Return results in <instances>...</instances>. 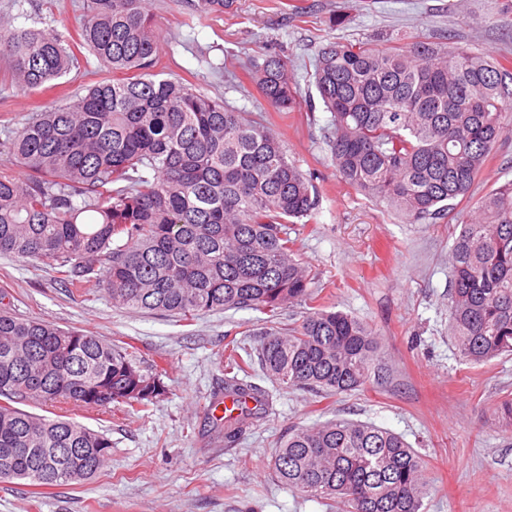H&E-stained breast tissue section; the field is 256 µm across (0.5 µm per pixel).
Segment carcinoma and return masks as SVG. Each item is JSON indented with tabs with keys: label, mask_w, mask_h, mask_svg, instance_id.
<instances>
[{
	"label": "carcinoma",
	"mask_w": 512,
	"mask_h": 512,
	"mask_svg": "<svg viewBox=\"0 0 512 512\" xmlns=\"http://www.w3.org/2000/svg\"><path fill=\"white\" fill-rule=\"evenodd\" d=\"M233 0H197L199 14ZM111 73L60 105L34 113L0 142L24 176L0 174V255L47 264L86 299L183 321L224 309L277 310L313 300L311 270L294 257L288 225L317 192L280 141L242 113L180 81L146 77L160 45L143 0H90L75 45L43 29L0 25V58L13 82L36 90L71 72L76 46ZM314 83L333 116L329 147L346 183L411 221L442 219L468 196L512 111V66L464 47L412 42L391 50L333 42L314 61ZM264 100L284 111L296 91L288 61L254 73ZM449 332L472 363L512 352V181L479 201L450 252ZM0 294V479L38 487L81 484L112 455L106 434L26 403L86 412L114 403L146 410L165 395L133 347L62 330L12 312ZM379 345L361 322L319 308L266 335L262 369L290 388L364 389ZM231 351L224 391L240 414L224 424L230 447L269 407L238 377ZM253 402V407L246 406ZM512 432V398L495 409ZM425 461L398 434L357 420L291 428L276 448L280 483L346 512H420Z\"/></svg>",
	"instance_id": "1"
}]
</instances>
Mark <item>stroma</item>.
Wrapping results in <instances>:
<instances>
[{"label":"stroma","instance_id":"35a3bbf8","mask_svg":"<svg viewBox=\"0 0 512 512\" xmlns=\"http://www.w3.org/2000/svg\"><path fill=\"white\" fill-rule=\"evenodd\" d=\"M502 0H234L231 9L196 15L191 0H145L160 41L154 73L245 113L279 138L290 163L318 194L312 214L289 225L295 257L314 274L313 304L275 311L229 309L191 321L146 314L66 292L50 266L0 256V290L20 315L94 332L138 349L144 367L159 366L166 394L144 412L125 405L72 418L112 441L107 467L81 485L39 489L0 480V512H341L277 483L271 460L294 426L336 419L372 422L400 434L426 462L423 512H512V433L493 407L512 394V356L472 364L448 333L456 225L480 199L512 181V112L488 165L467 198L445 219L411 223L347 185L328 145L332 115L311 78L331 42L380 49L415 41L446 43L512 60V20ZM88 0H0V20L43 27L68 39ZM269 56L287 60L299 98L278 112L250 75ZM56 89L17 87L0 61V141L46 104L85 94L108 73L89 52ZM340 310L378 338L382 370L362 390L338 395L287 388L254 367L251 382L269 409L234 447L211 442L205 425L224 387L221 354L230 341L258 349L265 333L301 323L311 307Z\"/></svg>","mask_w":512,"mask_h":512}]
</instances>
